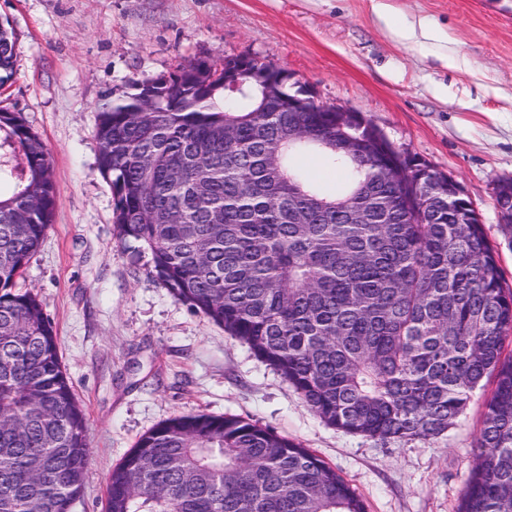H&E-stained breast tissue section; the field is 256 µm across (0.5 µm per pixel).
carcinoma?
<instances>
[{"instance_id": "carcinoma-1", "label": "carcinoma", "mask_w": 512, "mask_h": 512, "mask_svg": "<svg viewBox=\"0 0 512 512\" xmlns=\"http://www.w3.org/2000/svg\"><path fill=\"white\" fill-rule=\"evenodd\" d=\"M15 36L0 22V86ZM197 59L99 110L98 169L119 241L177 300L248 346L325 424L391 439L448 431L495 387L458 512H512V287L468 202L410 172L362 113L288 111L245 72ZM345 174L328 193L300 165ZM42 139L0 110V512H72L86 418L42 304L15 285L53 224ZM106 512H367L312 450L236 415L170 418L107 483Z\"/></svg>"}]
</instances>
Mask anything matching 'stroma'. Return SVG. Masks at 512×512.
<instances>
[{"label": "stroma", "instance_id": "obj_1", "mask_svg": "<svg viewBox=\"0 0 512 512\" xmlns=\"http://www.w3.org/2000/svg\"><path fill=\"white\" fill-rule=\"evenodd\" d=\"M17 37L0 109L47 145L54 222L16 289L36 294L84 408L89 477L73 512H104L136 441L191 412L237 415L336 468L368 512H457L488 389L443 434L382 441L326 425L283 378L120 244L98 170L97 109L204 58L286 67L318 103L358 110L402 152L453 176L512 285L495 186L512 178V0H0Z\"/></svg>", "mask_w": 512, "mask_h": 512}]
</instances>
